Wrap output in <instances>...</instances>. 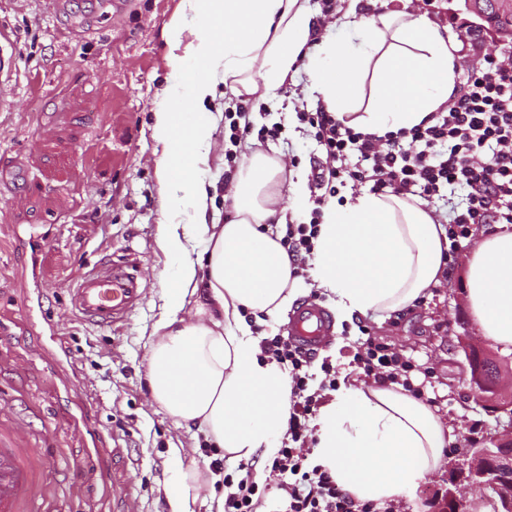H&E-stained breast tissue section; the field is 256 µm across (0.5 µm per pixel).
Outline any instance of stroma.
I'll list each match as a JSON object with an SVG mask.
<instances>
[{
  "label": "stroma",
  "mask_w": 512,
  "mask_h": 512,
  "mask_svg": "<svg viewBox=\"0 0 512 512\" xmlns=\"http://www.w3.org/2000/svg\"><path fill=\"white\" fill-rule=\"evenodd\" d=\"M121 2L116 9L104 0H0V31L14 41L11 87L0 96V166L20 172L0 184V318L15 335L0 350V434L36 449L38 482L56 488L52 499L36 501L38 512H113L98 489L72 480L70 463L90 448L136 512H168L169 448H184L201 469L213 467L211 451L196 447L192 433L152 400L146 379L147 344L162 314L160 277L172 268L157 237L162 146L153 137V112L163 91L182 79L168 64L164 37L182 0ZM408 7L457 42V80L483 57L512 54L487 37L477 49L461 46L464 32L448 0H410ZM240 105L254 127L281 124L282 137L261 143L251 135L230 146L225 115ZM207 109L213 147L198 175L214 196L211 222L231 215L227 149L241 157L262 148L306 180L322 159L295 120L297 110L316 109L306 68L260 100L217 86ZM467 255L460 250L441 283L404 317L370 313L337 323L320 352L338 381L360 384L353 355L358 327L366 325L414 361L425 398L451 418L458 449L466 439L512 429L511 417L478 405L456 349L458 337L480 338L462 280ZM104 261L129 265L143 290L128 317L110 327L83 322L69 304L71 278ZM75 415L86 425L77 435L69 428ZM239 467L267 488L259 512H283V477L271 459L258 453Z\"/></svg>",
  "instance_id": "obj_1"
}]
</instances>
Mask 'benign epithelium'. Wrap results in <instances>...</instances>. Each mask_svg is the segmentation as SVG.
I'll return each instance as SVG.
<instances>
[{
  "label": "benign epithelium",
  "mask_w": 512,
  "mask_h": 512,
  "mask_svg": "<svg viewBox=\"0 0 512 512\" xmlns=\"http://www.w3.org/2000/svg\"><path fill=\"white\" fill-rule=\"evenodd\" d=\"M458 2L451 10L461 18V25L468 30H483L497 42L512 44V0H448ZM460 349L470 370L469 384L477 403L486 412L504 413L512 417V387L504 384L502 369L490 376L485 363L500 365L499 359L489 348L465 338ZM486 487L494 491L495 512H512V429L495 434L487 444L478 441L464 452L462 462L455 464L448 474V490L443 497L445 512H461L463 501L455 488L461 485Z\"/></svg>",
  "instance_id": "1"
}]
</instances>
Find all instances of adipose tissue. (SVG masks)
Segmentation results:
<instances>
[{
  "mask_svg": "<svg viewBox=\"0 0 512 512\" xmlns=\"http://www.w3.org/2000/svg\"><path fill=\"white\" fill-rule=\"evenodd\" d=\"M168 24L172 69L181 84L166 88L154 112L153 136L164 146L156 161L165 216L158 228L174 261L164 279V315L148 347L153 400L177 426L220 449L229 464L256 452L275 457L291 406L287 377L263 360L260 339L246 322L250 310L270 316L290 305L298 279L266 223L282 209L280 160L255 149L232 177V218L209 222L212 198L198 178L212 149L204 108L216 81L235 94L264 97L284 88L308 57L317 101L337 120L382 135L412 128L447 106L455 93V47L439 25L401 9L349 12L358 42L344 48L313 40L309 0H183ZM206 19L202 30L193 21ZM191 42H184L186 32ZM181 100L184 112L170 109ZM446 230L426 203L367 189L345 204H327L309 260L310 286L327 295L336 315L351 320L390 315L423 299L439 283ZM466 300L478 332L512 353V230L480 241L464 268ZM192 317H184L187 304ZM310 458L358 503L410 498L440 471L454 428L435 409L399 387L340 385L320 409ZM164 486L169 512H197L209 477L183 464Z\"/></svg>",
  "mask_w": 512,
  "mask_h": 512,
  "instance_id": "1",
  "label": "adipose tissue"
}]
</instances>
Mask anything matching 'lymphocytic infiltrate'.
Returning a JSON list of instances; mask_svg holds the SVG:
<instances>
[{"label":"lymphocytic infiltrate","instance_id":"lymphocytic-infiltrate-1","mask_svg":"<svg viewBox=\"0 0 512 512\" xmlns=\"http://www.w3.org/2000/svg\"><path fill=\"white\" fill-rule=\"evenodd\" d=\"M309 125L325 157L314 173L317 189L335 195L350 182L370 184L372 191L433 202L443 193L463 189L448 224V257H455L475 224H512V66L486 59L480 70L456 88L447 109L433 113L428 123L382 136L363 133L336 120L324 107L297 113ZM320 210L309 222L286 225L280 239L293 265V274L305 276L319 233ZM263 357L287 370L291 379L292 410L273 468L287 474L281 489L286 512H372L336 486L328 472L311 465L297 452L306 439L308 420L319 400L311 391L335 389L336 376L322 363V380L312 373L313 356L288 337L261 339ZM354 361L365 376L382 385L398 384L413 391L414 364L381 337L360 339Z\"/></svg>","mask_w":512,"mask_h":512}]
</instances>
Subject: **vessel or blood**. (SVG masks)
<instances>
[{"label": "vessel or blood", "mask_w": 512, "mask_h": 512, "mask_svg": "<svg viewBox=\"0 0 512 512\" xmlns=\"http://www.w3.org/2000/svg\"><path fill=\"white\" fill-rule=\"evenodd\" d=\"M71 308L97 325H112L135 307L141 290L133 274L120 264H108L80 273L70 290ZM291 340L303 349L319 351L334 338L329 311L308 300L292 313L288 325ZM24 451L0 448V512H34L23 494Z\"/></svg>", "instance_id": "1"}]
</instances>
